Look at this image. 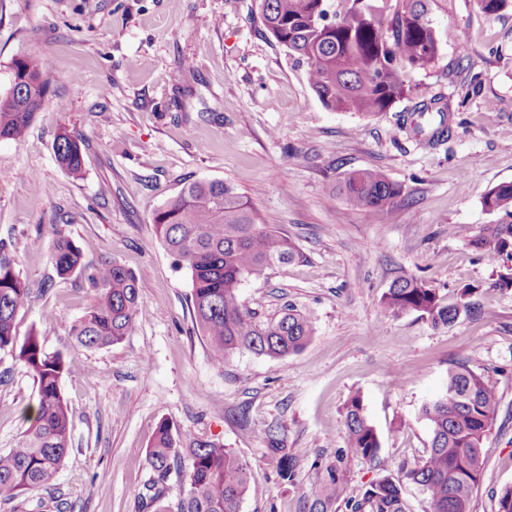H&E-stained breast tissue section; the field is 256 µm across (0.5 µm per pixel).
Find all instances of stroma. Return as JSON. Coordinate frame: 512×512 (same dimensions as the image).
I'll return each mask as SVG.
<instances>
[{"label":"stroma","instance_id":"35a3bbf8","mask_svg":"<svg viewBox=\"0 0 512 512\" xmlns=\"http://www.w3.org/2000/svg\"><path fill=\"white\" fill-rule=\"evenodd\" d=\"M436 62L410 70L409 97L365 118L326 109L306 64L265 30L255 0H0V90L14 59L39 55L55 76L22 142L0 139V239L31 299L16 320L37 331L69 371L62 392L73 442L50 488L0 512H139L145 457L160 422L224 443L251 469L243 512H306L320 467L340 461L348 494L402 480L430 446L418 412L448 365L462 362L497 389L471 512H495L512 485V287L501 261L449 226L479 233L500 221L485 193L512 181V8L484 15L475 0H430ZM193 70H183L185 61ZM450 104L449 138L417 140L399 124L416 102ZM85 141L83 174L58 164L54 134ZM376 169L403 187L394 212L356 209L340 187ZM37 177L46 187L35 193ZM220 180L246 196L260 223L304 259L244 281L240 302L260 316L294 305L314 322L299 353H235L215 367L193 318L191 279L155 234L153 212L187 183ZM61 229L86 261L117 260L136 274L141 305L122 343L76 351L68 333L92 301L83 279L58 278L50 254ZM405 274L446 300L472 288L474 314L435 327L394 315L382 297ZM361 395L381 441L377 459L340 455L345 405ZM37 400L26 366L0 354V453L13 448ZM247 410L248 424L237 419ZM285 426L297 463L281 480L261 432Z\"/></svg>","mask_w":512,"mask_h":512}]
</instances>
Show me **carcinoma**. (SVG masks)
I'll use <instances>...</instances> for the list:
<instances>
[{
  "instance_id": "obj_1",
  "label": "carcinoma",
  "mask_w": 512,
  "mask_h": 512,
  "mask_svg": "<svg viewBox=\"0 0 512 512\" xmlns=\"http://www.w3.org/2000/svg\"><path fill=\"white\" fill-rule=\"evenodd\" d=\"M263 24L288 54L308 67L309 83L334 111L370 118L410 95L407 69H427L440 45L427 14V0H344L339 12L326 17L328 0H257ZM12 78L26 88L23 97L0 91V139L19 141L37 115L54 81L37 56L10 66ZM400 125L416 137L442 140L450 131L448 104L433 96L400 116ZM85 142L65 126L57 128L54 151L59 165L81 174ZM346 201L357 209L393 210L401 185L378 170L350 173L344 180ZM482 206L506 220L488 224L477 235L460 226L448 233L468 241L476 251L502 261L498 285L512 287V182L492 187ZM152 224L175 264L191 275L196 328L212 363L222 368L231 355L247 350L258 356L284 358L301 351L314 334L311 319L290 306L261 319L238 299L242 281L276 264L298 261L295 244L258 223L255 211L236 189L222 181H196L184 186L154 211ZM51 260L58 277L80 275L93 294L84 315L70 325L77 349H100L122 342L140 305L136 275L114 260L89 263L68 238L57 235ZM10 246L0 241V354L23 363L38 384L37 405L16 446L0 453V502L26 491L52 486L72 445L73 422L61 391L66 365L59 353L47 351L32 331L18 342L16 318L30 299V288L16 271ZM473 289L445 302L424 278L402 275L383 296L384 308L400 314L420 313L431 324L447 325L472 311ZM501 398L495 387L464 363L448 366L442 391L422 404L419 416L431 432L430 448L406 471V479L425 494L427 512H470L484 467L483 445L496 422ZM344 452L378 458L381 442L360 396L346 405ZM268 451L277 460L281 479L294 477L295 461L287 448L285 428L271 422L263 430ZM153 473L140 496L142 512H242L250 481L245 460L224 444L191 433L173 435L161 422L146 454ZM182 469L176 501L167 500V481ZM344 489V473L328 464L308 512H336ZM346 512H406L401 485L384 478L344 500Z\"/></svg>"
}]
</instances>
